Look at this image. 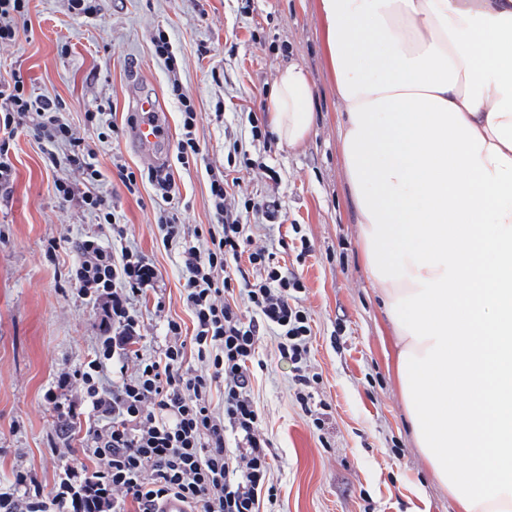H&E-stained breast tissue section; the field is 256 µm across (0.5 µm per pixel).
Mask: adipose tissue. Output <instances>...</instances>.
<instances>
[{
	"mask_svg": "<svg viewBox=\"0 0 512 512\" xmlns=\"http://www.w3.org/2000/svg\"><path fill=\"white\" fill-rule=\"evenodd\" d=\"M368 270L419 448L463 512H512V0H321ZM314 126L303 67L266 103Z\"/></svg>",
	"mask_w": 512,
	"mask_h": 512,
	"instance_id": "1",
	"label": "adipose tissue"
}]
</instances>
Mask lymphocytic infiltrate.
Segmentation results:
<instances>
[{"instance_id": "obj_1", "label": "lymphocytic infiltrate", "mask_w": 512, "mask_h": 512, "mask_svg": "<svg viewBox=\"0 0 512 512\" xmlns=\"http://www.w3.org/2000/svg\"><path fill=\"white\" fill-rule=\"evenodd\" d=\"M151 41L182 106L176 160L185 166L200 154L197 114L180 81L177 47L162 31ZM0 112L5 127L28 118L35 136L64 147L63 156L51 163L82 170L85 189L76 192L61 177L55 183L59 197L81 198L120 244L111 249L96 235L76 244L82 260L72 277L84 296L101 302L109 334L92 358L75 373H62L48 393L63 432L84 419L81 450L103 467L92 473L65 467L48 497L33 489L30 475L17 472L12 490L0 492V512H127L130 503L134 512H159L171 496L181 498L190 512H260L275 493L273 444L262 433L254 363L265 335L275 336L281 357L297 364L305 360L310 327L296 302L301 279L288 274L275 253L253 248L252 226L231 216L226 206L232 182L224 170L208 168L213 224L192 231L173 211L156 215L164 243L178 246L184 262L183 299L193 315V334L184 338L181 324L169 321L159 351L144 355L133 302L155 287L158 271L126 244L124 225L98 190L102 174L94 149L75 136L54 100L28 95L21 77L0 83ZM240 294L247 308L237 304ZM191 351L199 368L188 365ZM131 359L138 368L130 375ZM74 376L83 383L80 402L59 401V390ZM217 388L224 391L219 405L213 402Z\"/></svg>"}]
</instances>
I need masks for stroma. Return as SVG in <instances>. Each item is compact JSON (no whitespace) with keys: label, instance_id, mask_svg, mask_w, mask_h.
Segmentation results:
<instances>
[{"label":"stroma","instance_id":"1","mask_svg":"<svg viewBox=\"0 0 512 512\" xmlns=\"http://www.w3.org/2000/svg\"><path fill=\"white\" fill-rule=\"evenodd\" d=\"M159 30L179 49L181 82L198 112L202 158L186 167L176 161L180 105L151 43ZM291 61L312 84L314 130L292 149L273 136L252 141V125H268V96ZM15 75L26 92L55 100L75 135L95 148L100 190L126 227V244L160 273L156 290L134 304L144 321L142 353L161 347L168 320L187 330L193 324L181 296L183 260L164 245L155 222L164 200L142 182L128 191L118 175L122 167L137 175L151 165L130 139L132 95L160 102L169 138L157 151L174 171L179 195L172 205L181 223H212L210 166L239 180L227 200L232 213L248 198L277 207V228L256 227L253 245L276 252L303 282L297 303L311 336L301 369L315 383L302 408L298 368L281 359L274 337H263L255 395L273 443L277 488L264 512H460L416 445L395 371L394 328L365 265L320 0H100L89 17L69 13L65 0H30L17 40L0 45V81ZM98 110L117 131L87 122ZM49 151L25 130L0 128V153L13 173L0 196V491L23 471L46 495L65 465L102 467L68 453L47 392L104 336L100 306L78 294L69 272L79 260L77 240L108 235L80 198L58 196L57 178L79 188L83 176L53 167ZM246 157L257 167L244 168Z\"/></svg>","mask_w":512,"mask_h":512}]
</instances>
